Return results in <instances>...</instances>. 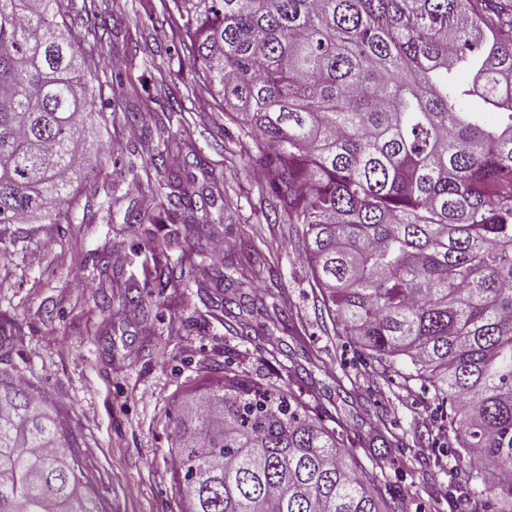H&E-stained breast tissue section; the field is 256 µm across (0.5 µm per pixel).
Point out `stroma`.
<instances>
[{"label":"stroma","mask_w":512,"mask_h":512,"mask_svg":"<svg viewBox=\"0 0 512 512\" xmlns=\"http://www.w3.org/2000/svg\"><path fill=\"white\" fill-rule=\"evenodd\" d=\"M168 3L72 2L68 24L95 45L85 69L106 122L86 131L70 223L0 225V320L12 337L0 369L70 426L100 512H181L169 454L175 403L228 366L289 390L325 426L341 421L358 464L378 473L384 495H402L407 512H470L467 486L449 476L466 460L420 441L435 428L429 395L360 363L323 313L302 234L275 212L251 139L203 84L166 21ZM171 172L193 209L172 224L136 223ZM189 224L207 230L190 234ZM153 237L167 239L164 253L151 250ZM219 238L226 258L245 245L254 254L231 269L226 292L198 273ZM172 271L177 287L148 293ZM133 284L149 305L133 302ZM228 295L237 301L229 317ZM274 307L281 320L268 318ZM241 322L247 335L235 333Z\"/></svg>","instance_id":"1"}]
</instances>
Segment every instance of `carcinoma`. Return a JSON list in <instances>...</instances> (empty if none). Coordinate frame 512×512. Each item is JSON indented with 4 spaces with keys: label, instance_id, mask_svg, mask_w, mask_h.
Wrapping results in <instances>:
<instances>
[{
    "label": "carcinoma",
    "instance_id": "1",
    "mask_svg": "<svg viewBox=\"0 0 512 512\" xmlns=\"http://www.w3.org/2000/svg\"><path fill=\"white\" fill-rule=\"evenodd\" d=\"M302 226L323 310L434 391L472 512H512V0H172ZM71 0H0V225L69 222L93 110ZM478 98L486 106L470 107ZM181 512H403L284 388L178 401ZM65 424L0 372V512H98Z\"/></svg>",
    "mask_w": 512,
    "mask_h": 512
}]
</instances>
